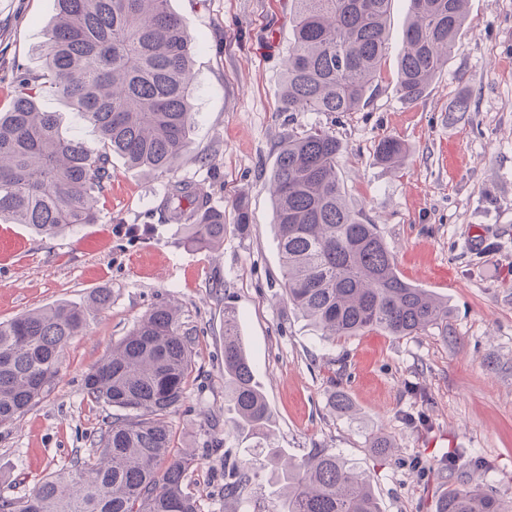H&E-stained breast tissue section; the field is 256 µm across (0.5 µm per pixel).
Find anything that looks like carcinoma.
<instances>
[{"instance_id":"obj_1","label":"carcinoma","mask_w":512,"mask_h":512,"mask_svg":"<svg viewBox=\"0 0 512 512\" xmlns=\"http://www.w3.org/2000/svg\"><path fill=\"white\" fill-rule=\"evenodd\" d=\"M467 0H410L395 84L399 101L423 98L447 67L464 28ZM170 0H57L45 32L43 68H16L12 104L0 112V221L55 237L100 220L112 156L156 178L187 152L194 39ZM392 0H294L278 111L354 112L372 95L387 50ZM54 92L98 134L95 146L62 129L39 101ZM344 146L330 128L290 134L269 177L286 297L328 340L382 330L415 336L448 322V302L407 282L378 225L349 206L337 168ZM405 144L385 137L374 160L397 168ZM168 221L187 242L224 241V210L198 184H169ZM112 304L108 288L87 304L60 302L0 322V426L40 403L60 377L64 351L91 310ZM193 331L159 304L83 380L84 399L109 410L89 448L44 476L31 494L0 492V512H206L187 490L195 454L173 447L171 414L193 373ZM224 401L240 425L269 437L266 396L255 381L236 316L224 311ZM249 465L224 469V499L239 500L261 473L285 483L279 512H381L368 476L327 449L296 461L268 446ZM437 512H509L477 484L461 482Z\"/></svg>"}]
</instances>
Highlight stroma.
<instances>
[{"mask_svg": "<svg viewBox=\"0 0 512 512\" xmlns=\"http://www.w3.org/2000/svg\"><path fill=\"white\" fill-rule=\"evenodd\" d=\"M195 38L194 124L173 178L204 187L224 208L218 250L186 242L163 209L168 180L112 160L101 219L56 237L0 223V322L110 289L64 351L55 389L20 420L0 426V489L22 498L48 472L88 449L104 412L83 398L89 369L160 303L195 332L187 397L170 421L175 445L200 459L188 489L210 512H274L258 478L243 502L224 499V463L256 456V440L225 434L224 313L238 330L273 414L268 442L302 458L325 448L364 470L382 512H435L451 485L473 482L512 498V0H469L447 68L416 104L395 92L409 0H393L378 86L354 112H278L292 0H170ZM56 0H0V110L16 67L35 71ZM467 89V112L450 111ZM330 126L350 206L380 233L408 280L448 302V322L416 336L369 330L324 340L288 303L267 189L289 133ZM404 142L402 168L376 164L380 139ZM462 166L448 170V151ZM248 201L237 223L232 202ZM135 224L139 238L121 228ZM343 389L353 409L330 403ZM395 450L381 456L372 435ZM463 449L454 469L448 451Z\"/></svg>", "mask_w": 512, "mask_h": 512, "instance_id": "obj_1", "label": "stroma"}]
</instances>
